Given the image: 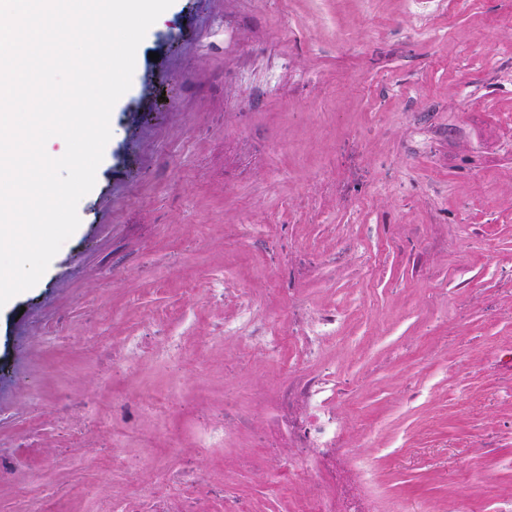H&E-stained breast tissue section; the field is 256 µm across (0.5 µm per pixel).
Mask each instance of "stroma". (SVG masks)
<instances>
[{
    "label": "stroma",
    "mask_w": 512,
    "mask_h": 512,
    "mask_svg": "<svg viewBox=\"0 0 512 512\" xmlns=\"http://www.w3.org/2000/svg\"><path fill=\"white\" fill-rule=\"evenodd\" d=\"M110 126L79 227L0 308V512H127L151 456L204 478L174 512H300L247 464L284 376L225 336L223 278L263 319L342 313L321 362L378 512L512 500V0H174Z\"/></svg>",
    "instance_id": "35a3bbf8"
}]
</instances>
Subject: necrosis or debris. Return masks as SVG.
I'll return each mask as SVG.
<instances>
[{"label": "necrosis or debris", "instance_id": "4bbe7bcc", "mask_svg": "<svg viewBox=\"0 0 512 512\" xmlns=\"http://www.w3.org/2000/svg\"><path fill=\"white\" fill-rule=\"evenodd\" d=\"M241 311L251 322L247 343L271 352L285 375L272 420L285 435L288 451L263 457L262 466L293 488L300 485L304 470H311L316 492L305 501L303 512H376L364 492L368 472L344 466L346 440L336 414V376L306 371L311 359L334 339L340 315L330 307L307 311L298 304L288 311L287 328L271 332L253 323L249 300H242Z\"/></svg>", "mask_w": 512, "mask_h": 512}]
</instances>
